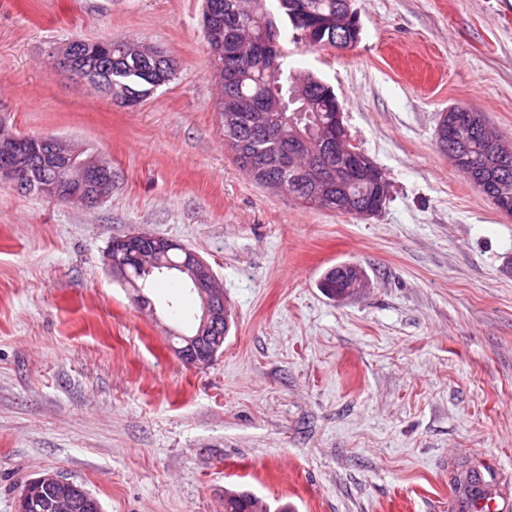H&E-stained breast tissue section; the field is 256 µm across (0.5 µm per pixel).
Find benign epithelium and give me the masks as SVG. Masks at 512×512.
Listing matches in <instances>:
<instances>
[{
    "mask_svg": "<svg viewBox=\"0 0 512 512\" xmlns=\"http://www.w3.org/2000/svg\"><path fill=\"white\" fill-rule=\"evenodd\" d=\"M218 12L219 5L215 0H205L204 36L213 45L222 47L224 26L218 21ZM326 27L345 29L338 39L342 45L351 48L357 44L360 40L361 24L358 12L351 7V0H344L341 11L313 25V28L308 30V35H313L316 28ZM88 46L89 42L85 40L68 42L53 56V64L73 75H80L85 81L89 80V71L84 67L85 51ZM219 111L223 112L221 118L229 129L235 127L242 119L255 130H264L269 125L268 114L255 108L248 101H229L226 105L219 106ZM469 114V109L465 107L442 113L438 129V141L441 145L446 146L455 138L457 128ZM326 130L325 141L338 150L343 148V144L349 140V135L343 123L342 107H337L336 114L331 118V124L326 126ZM483 134L493 155L502 158L507 156V153L503 152L504 144L495 128L485 123ZM69 143L70 140L60 136L41 139L40 149L24 158L18 154L19 143L8 137L0 138V181L9 183L18 192L27 191L29 182L22 179L20 160L26 159L27 165L35 168L38 166V159L45 154L65 155ZM345 159L358 175L376 179L378 190L374 199L358 211L362 217L376 215L382 210L390 195L389 182L377 179V165L365 153L351 149L345 155ZM111 194L112 167L98 154L83 159L71 157L62 176L50 179L39 187V195L42 197L55 201L75 200L90 206L103 202ZM172 249L181 251L183 260L179 267L190 274L201 302L198 331L192 336L182 337V344L176 349V353L187 365L205 368L214 362L218 352L223 348L222 328L226 303L223 288L218 285L211 267L198 253L167 239L137 233L113 241L106 253L105 262L112 270V274L139 294L141 286L135 281V277L144 268L161 269L169 265L168 252ZM43 487L57 490L55 505L65 507L66 512H76L85 496V491L73 485L71 481L57 474H43L28 482L26 489L19 496L18 512H26L29 507L31 490Z\"/></svg>",
    "mask_w": 512,
    "mask_h": 512,
    "instance_id": "1",
    "label": "benign epithelium"
}]
</instances>
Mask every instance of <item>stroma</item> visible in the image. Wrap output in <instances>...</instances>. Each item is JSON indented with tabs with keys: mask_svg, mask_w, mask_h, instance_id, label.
<instances>
[{
	"mask_svg": "<svg viewBox=\"0 0 512 512\" xmlns=\"http://www.w3.org/2000/svg\"><path fill=\"white\" fill-rule=\"evenodd\" d=\"M347 50L289 45L329 82L391 195L363 218L253 183L224 146L203 0H0V114L112 164L92 208L0 182V512L55 472L102 512H461L474 469L512 502V216L438 146L460 105L512 141V0H354ZM134 39L178 63L126 109L55 67L76 38ZM146 233L224 285V352L184 364L200 302L156 275L143 311L105 264ZM351 263L341 301L318 281ZM268 506L248 490L225 492L224 512H269Z\"/></svg>",
	"mask_w": 512,
	"mask_h": 512,
	"instance_id": "1",
	"label": "stroma"
}]
</instances>
